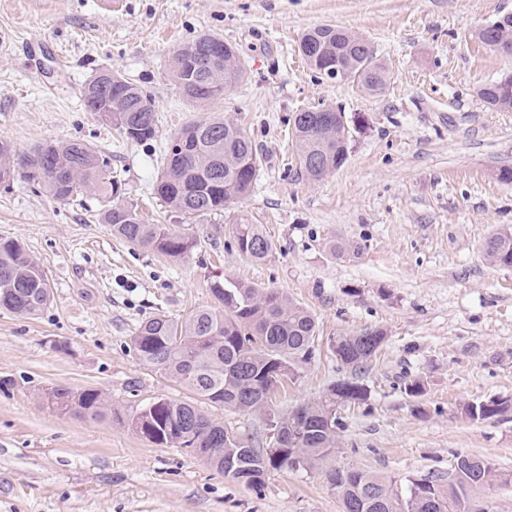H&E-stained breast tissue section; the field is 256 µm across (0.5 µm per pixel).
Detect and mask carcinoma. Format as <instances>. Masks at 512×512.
Instances as JSON below:
<instances>
[{
  "mask_svg": "<svg viewBox=\"0 0 512 512\" xmlns=\"http://www.w3.org/2000/svg\"><path fill=\"white\" fill-rule=\"evenodd\" d=\"M475 39L486 46L502 44L512 54V15H504L479 28ZM314 45L315 54H303L312 70L327 77L341 65L364 92L375 95L390 80L371 45L356 34L333 25H319L301 37ZM231 45L204 34L175 49L168 73L173 84L188 90V97L206 103L219 97L211 90L216 73H224L231 87L244 68L230 64ZM490 108L512 109V76L479 89ZM85 111L95 112L109 101H120L121 112H104L127 141L150 143L158 138L156 112H142L146 95L135 83L98 85L93 93L80 91ZM299 165L312 181L323 177L321 168H340L346 161L348 139L345 113L323 105L293 113ZM14 160L21 177L39 186L51 199L67 202L93 191L107 200L98 220L127 243L149 248L171 259L183 258L194 239L167 224H146L132 208L112 203L123 191V179L111 174L108 163L79 141L46 143L19 154L0 139V161ZM261 163L248 136L234 122L210 117L186 125L165 147V166L154 184V195L182 215L220 214L230 201L248 194L256 176L250 169ZM231 232L240 255L249 262L268 259L272 244L258 224L242 218ZM486 258L512 266V231H500L486 242ZM214 304L199 308L182 320L163 314L143 320L130 336L129 350L151 367L194 395L241 411L261 413L267 429L281 427L282 445L268 440L257 446L244 443L223 425L188 401L158 399L142 406L130 418L131 427L153 443L186 449L217 470L259 490L272 469H314L336 453V408L367 400V389L357 381L335 383L319 401L282 416L269 405L271 392L294 374L292 361L311 356L316 321L305 308L284 293L260 288L245 280H225L211 286ZM52 289L43 266L16 240L0 238V308L27 317L40 315L51 303ZM385 341L382 331L338 336L332 341L336 360L361 371ZM55 407L94 420L112 416V403L99 390L55 388ZM512 412V400L488 398L462 406L471 420H487ZM460 474L453 483L438 477L413 479L405 487L373 471L334 468L327 472L330 490L341 501L342 512H470L477 494L496 482L512 483L492 461L456 454Z\"/></svg>",
  "mask_w": 512,
  "mask_h": 512,
  "instance_id": "cac0c4a2",
  "label": "carcinoma"
}]
</instances>
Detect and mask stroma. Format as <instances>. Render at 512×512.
Masks as SVG:
<instances>
[{"label": "stroma", "instance_id": "obj_1", "mask_svg": "<svg viewBox=\"0 0 512 512\" xmlns=\"http://www.w3.org/2000/svg\"><path fill=\"white\" fill-rule=\"evenodd\" d=\"M508 13L512 0H0V138L22 152L87 143L124 179L119 204L196 241L171 262L115 238L97 219L95 194L68 204L20 179L0 184V238L22 243L53 291L39 316L0 310V512H342L326 480L334 468L444 478L454 455L468 454L512 471V413H461L468 402L512 398V266L484 255L491 235L512 228V181L498 177L512 168V110L476 95L512 75V55L472 36ZM322 24L373 46L391 73L384 90L370 95L310 69L299 39ZM205 33L232 44L246 74L197 104L170 81L168 60ZM105 68L151 99L156 142L122 140L84 111L81 86ZM319 104L361 125L345 164L311 181L289 119ZM215 114L245 130L259 155L253 190L218 215L171 212L152 190L162 146ZM237 217L263 226L272 243L264 263L240 256ZM334 241L359 252L335 256ZM224 278L277 289L316 320L312 358L272 395L279 414L350 378L332 338L386 336L360 374L367 401L337 411L335 454L312 470L269 471L258 491L127 423L150 401L190 397L129 351L135 327L210 305L211 283ZM419 376L427 389L415 399L403 381ZM57 386L102 390L114 416L50 409L41 394ZM202 408L245 442L266 438L263 416Z\"/></svg>", "mask_w": 512, "mask_h": 512}]
</instances>
